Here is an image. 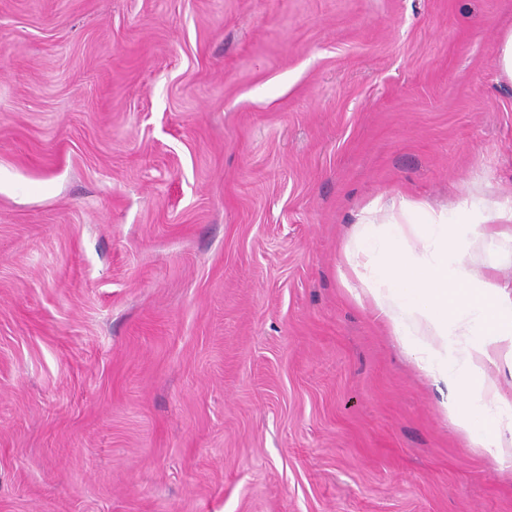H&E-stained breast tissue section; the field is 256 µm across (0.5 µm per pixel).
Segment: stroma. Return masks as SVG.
<instances>
[{"label":"stroma","mask_w":512,"mask_h":512,"mask_svg":"<svg viewBox=\"0 0 512 512\" xmlns=\"http://www.w3.org/2000/svg\"><path fill=\"white\" fill-rule=\"evenodd\" d=\"M512 0H0V512H512L341 277L377 199L512 205ZM497 62L500 77L512 83V26L500 35L497 44Z\"/></svg>","instance_id":"obj_1"}]
</instances>
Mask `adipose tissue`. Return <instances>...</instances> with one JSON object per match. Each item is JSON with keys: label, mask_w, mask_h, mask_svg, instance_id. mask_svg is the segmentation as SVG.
<instances>
[{"label": "adipose tissue", "mask_w": 512, "mask_h": 512, "mask_svg": "<svg viewBox=\"0 0 512 512\" xmlns=\"http://www.w3.org/2000/svg\"><path fill=\"white\" fill-rule=\"evenodd\" d=\"M512 224V206L479 199L452 218L399 197L364 209L342 250L356 298L368 300L390 336L435 382L457 431L493 458L512 450V401L498 375L512 372V285L475 270L470 244Z\"/></svg>", "instance_id": "ef3b65f1"}]
</instances>
